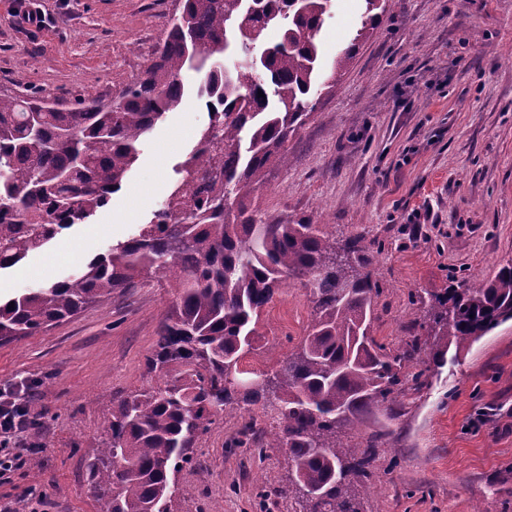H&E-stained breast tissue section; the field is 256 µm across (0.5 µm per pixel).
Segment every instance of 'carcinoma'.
<instances>
[{
    "instance_id": "carcinoma-1",
    "label": "carcinoma",
    "mask_w": 512,
    "mask_h": 512,
    "mask_svg": "<svg viewBox=\"0 0 512 512\" xmlns=\"http://www.w3.org/2000/svg\"><path fill=\"white\" fill-rule=\"evenodd\" d=\"M391 0H364L360 27L321 74L319 33L335 0H182L143 74L111 100L47 108L36 96H0V271L63 231L86 224L122 189L140 146L186 101L185 74L199 77L209 125L180 164V183L132 237L88 261L79 276L0 303V344L35 336L153 273L177 297L147 358L159 384L112 401L101 448L87 463L98 512H171L176 476L199 439L242 400L275 413L253 418L227 447L288 455L300 512H359L358 485L380 434L341 436L422 373L406 368L419 339L396 348L371 335L381 292L366 269L371 242H336L325 224L262 218L253 207L266 169L287 163L288 139L303 128L321 91L343 75L379 29ZM271 30L279 33L267 41ZM263 96H258V92ZM297 280L315 312L298 350L263 383L241 369L266 308ZM432 350L461 347L512 319V262L481 283L427 297Z\"/></svg>"
}]
</instances>
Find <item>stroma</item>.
Wrapping results in <instances>:
<instances>
[{
  "mask_svg": "<svg viewBox=\"0 0 512 512\" xmlns=\"http://www.w3.org/2000/svg\"><path fill=\"white\" fill-rule=\"evenodd\" d=\"M362 0H336L320 37L332 66L359 27ZM179 0H0V94L30 89L65 104L117 95L150 63ZM40 12L43 28L23 14ZM209 121L190 97L141 146L121 192L91 223L0 272L10 298L77 273L148 223ZM268 168L262 212L332 225L337 239L365 232L381 293L372 334L394 345L428 340L421 298L454 280L479 282L512 259V0H393L338 84L323 91ZM126 219L113 223L112 214ZM174 299L145 278L73 318L0 346V385L24 382L38 420L24 440L38 469L0 474V499L29 487L39 512H97L86 464L113 399L152 384L146 359ZM313 309L304 288H280L262 337L242 367L262 374L300 344ZM418 387L368 421L384 437L369 467L361 512H512V321L440 361L424 354ZM202 437L177 476L172 512H299L288 458L229 447L244 416Z\"/></svg>",
  "mask_w": 512,
  "mask_h": 512,
  "instance_id": "obj_1",
  "label": "stroma"
}]
</instances>
